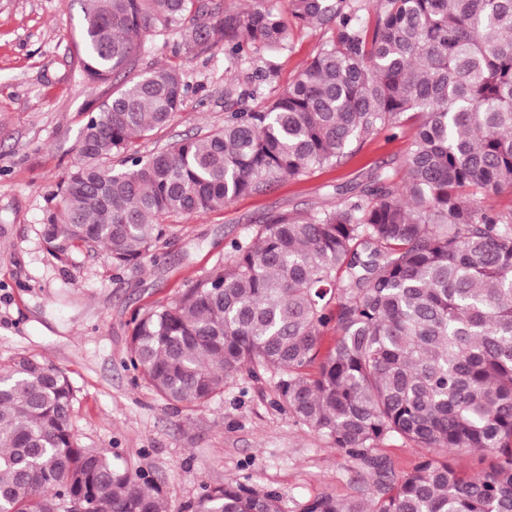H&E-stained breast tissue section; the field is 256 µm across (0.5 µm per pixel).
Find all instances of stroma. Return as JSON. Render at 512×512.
Here are the masks:
<instances>
[{"instance_id":"1","label":"stroma","mask_w":512,"mask_h":512,"mask_svg":"<svg viewBox=\"0 0 512 512\" xmlns=\"http://www.w3.org/2000/svg\"><path fill=\"white\" fill-rule=\"evenodd\" d=\"M83 10V0H0V363L33 355L65 370L77 444L112 449L131 473L148 474L167 512L232 481L275 492L282 512L324 492L370 500L357 461L297 423L269 377L241 373L199 407L161 399L126 366L130 319L173 304L270 213L320 208L370 171L394 169L408 133L380 132L339 165L171 218L139 265L115 267L97 247L54 255L41 237L46 197L74 163L89 111L77 51ZM331 36L294 27L287 49L258 50L230 74L223 48L195 54L178 35L145 36L137 72L179 66L191 92L168 125L138 140L140 156L222 126L227 89L274 97Z\"/></svg>"}]
</instances>
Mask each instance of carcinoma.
I'll list each match as a JSON object with an SVG mask.
<instances>
[{
  "label": "carcinoma",
  "instance_id": "cac0c4a2",
  "mask_svg": "<svg viewBox=\"0 0 512 512\" xmlns=\"http://www.w3.org/2000/svg\"><path fill=\"white\" fill-rule=\"evenodd\" d=\"M290 0L332 29L275 98L143 158L190 93L177 66L128 77L146 32L224 48L231 72L288 47L265 0H85L77 43L94 100L79 160L48 198L50 252L103 247L134 264L167 221L340 164L383 130H413L394 171L313 212L273 213L172 306L132 319L128 364L197 407L247 369L282 406L362 464L369 503L323 493L302 512H512V0ZM123 155L124 167L101 164ZM333 333L324 346L327 333ZM62 369L0 364V512H164L159 490L79 447ZM424 450L402 475L375 454ZM187 512H282L270 491L206 487Z\"/></svg>",
  "mask_w": 512,
  "mask_h": 512
}]
</instances>
